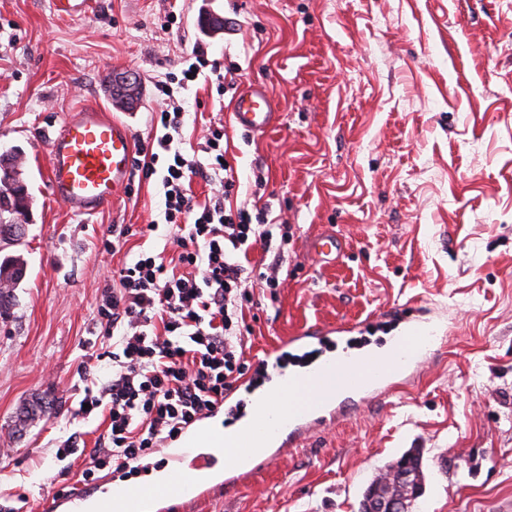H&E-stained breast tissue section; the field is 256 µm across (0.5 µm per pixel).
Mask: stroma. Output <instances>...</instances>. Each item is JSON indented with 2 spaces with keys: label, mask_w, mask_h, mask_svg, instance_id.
Listing matches in <instances>:
<instances>
[{
  "label": "stroma",
  "mask_w": 512,
  "mask_h": 512,
  "mask_svg": "<svg viewBox=\"0 0 512 512\" xmlns=\"http://www.w3.org/2000/svg\"><path fill=\"white\" fill-rule=\"evenodd\" d=\"M179 16L169 31L160 23ZM224 18L212 36L197 20ZM264 85L273 129L234 128L236 89L198 79L183 96L199 142L223 124L238 203L262 201L292 227L280 288L245 308V359L302 328L361 323L400 309L436 332L421 366L388 392L352 401L328 430L304 434L261 473L175 501L171 512H357L364 490L412 448L422 451L419 512H500L512 504V0H95L88 17L53 0H0V148L21 150L31 193L21 243L27 274L0 316V503L71 512L83 459L57 458L70 435L93 446L101 416L77 409L88 381L112 374L97 316L113 267L112 232L160 212L156 181L123 191L94 216L69 212L45 179L44 133L94 105L152 132L154 85L193 46ZM141 79L135 111L104 89L109 73ZM262 188H255L256 178ZM333 233L335 265L309 251ZM43 410L22 422L25 408Z\"/></svg>",
  "instance_id": "1"
}]
</instances>
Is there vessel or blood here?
I'll return each mask as SVG.
<instances>
[{
	"label": "vessel or blood",
	"mask_w": 512,
	"mask_h": 512,
	"mask_svg": "<svg viewBox=\"0 0 512 512\" xmlns=\"http://www.w3.org/2000/svg\"><path fill=\"white\" fill-rule=\"evenodd\" d=\"M279 114L265 86L247 85L237 94L232 111L233 125L245 133L265 132L276 126ZM48 165L46 179L54 200L77 214L93 215L108 209L128 184L133 162V134L123 122L108 117L95 107L72 111L46 136ZM409 359L398 355L358 361L349 357L313 371L300 380H288L285 392L291 397L286 413L273 416V434L268 445L282 448L306 431L334 423L345 402L344 395L367 400L383 394L390 379L409 368ZM198 449L172 456L167 480L146 486H131L107 504V512H142L143 500L158 505L173 499H199L215 486L192 464ZM207 454L220 459L225 484L264 469L269 455L241 458L239 449L207 446Z\"/></svg>",
	"instance_id": "vessel-or-blood-1"
}]
</instances>
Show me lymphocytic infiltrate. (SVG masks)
I'll list each match as a JSON object with an SVG mask.
<instances>
[{
  "label": "lymphocytic infiltrate",
  "instance_id": "obj_1",
  "mask_svg": "<svg viewBox=\"0 0 512 512\" xmlns=\"http://www.w3.org/2000/svg\"><path fill=\"white\" fill-rule=\"evenodd\" d=\"M206 73L217 94L235 84V67L193 47L181 74H166L155 86L163 102L154 116L159 135L137 145L133 170L157 178L161 196V221L149 229L165 227L178 252L139 249L113 269L102 295L97 312L112 339V376L83 397L108 419L104 434L84 451L87 481L106 465L139 460L223 404L246 369L239 321L252 296L249 284L280 286L276 265L257 273L241 256L256 244L268 251L274 240L288 242L291 227L270 224L266 208L252 213L230 206L236 179L225 161L223 127L210 128L199 156L183 148L180 93ZM195 175L218 182L216 193L197 198L190 190Z\"/></svg>",
  "mask_w": 512,
  "mask_h": 512
}]
</instances>
